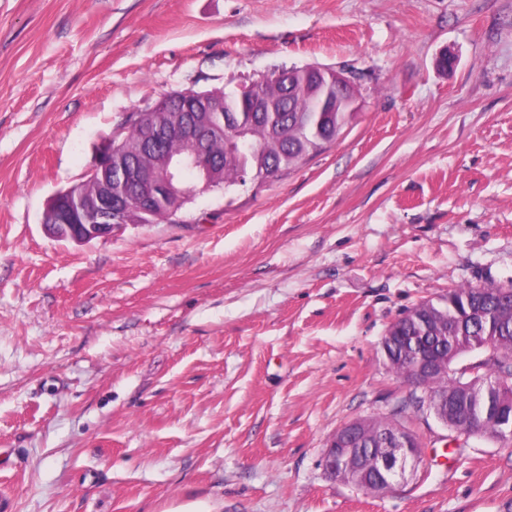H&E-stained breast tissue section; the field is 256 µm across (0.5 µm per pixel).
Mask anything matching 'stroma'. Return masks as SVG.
<instances>
[{
	"instance_id": "obj_1",
	"label": "stroma",
	"mask_w": 512,
	"mask_h": 512,
	"mask_svg": "<svg viewBox=\"0 0 512 512\" xmlns=\"http://www.w3.org/2000/svg\"><path fill=\"white\" fill-rule=\"evenodd\" d=\"M306 64L360 111L299 168L47 232L131 113ZM509 284L512 0H0V512H506L512 446L400 411L379 346ZM390 416L422 439L405 480L325 473L337 429Z\"/></svg>"
}]
</instances>
